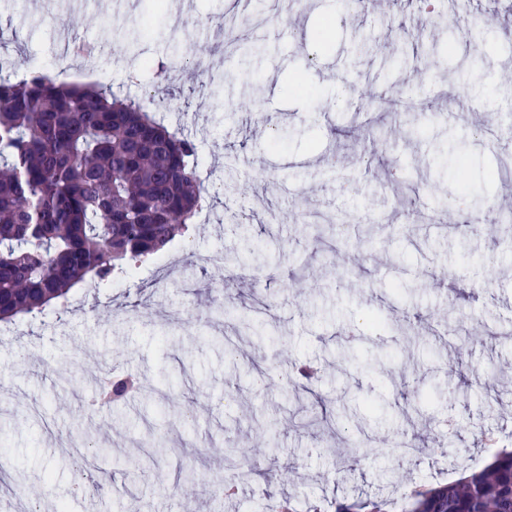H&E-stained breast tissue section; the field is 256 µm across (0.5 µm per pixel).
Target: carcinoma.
Here are the masks:
<instances>
[{"label":"carcinoma","instance_id":"carcinoma-1","mask_svg":"<svg viewBox=\"0 0 512 512\" xmlns=\"http://www.w3.org/2000/svg\"><path fill=\"white\" fill-rule=\"evenodd\" d=\"M196 153L135 98L0 75V321L86 280L110 287L186 233L208 193ZM133 387L112 382L107 402ZM336 512H512V451L402 502L344 499Z\"/></svg>","mask_w":512,"mask_h":512}]
</instances>
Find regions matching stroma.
Wrapping results in <instances>:
<instances>
[{"label": "stroma", "instance_id": "obj_1", "mask_svg": "<svg viewBox=\"0 0 512 512\" xmlns=\"http://www.w3.org/2000/svg\"><path fill=\"white\" fill-rule=\"evenodd\" d=\"M421 2L182 0L175 25L170 0H0L14 81L62 73L143 97L158 63L182 57L171 80L206 84L203 100L159 115L196 141L215 191L206 220L111 288L80 284L67 312L0 322V512H273L288 496L335 512L512 448V337L483 325L512 330V254L431 219L478 196L512 211L490 178L512 141L493 148L487 123L512 115V31L473 22L512 19V0L438 4L440 28H407ZM227 33L261 53L225 54ZM414 69L425 79L409 82ZM401 114L414 132L388 140ZM268 247L271 268L236 267ZM428 267L459 287H417ZM243 315L259 335L239 332ZM464 360L479 373L461 377ZM105 365L140 393L98 404ZM90 431L110 452L84 447ZM345 454L356 470L337 471ZM247 455L260 477L243 484Z\"/></svg>", "mask_w": 512, "mask_h": 512}]
</instances>
